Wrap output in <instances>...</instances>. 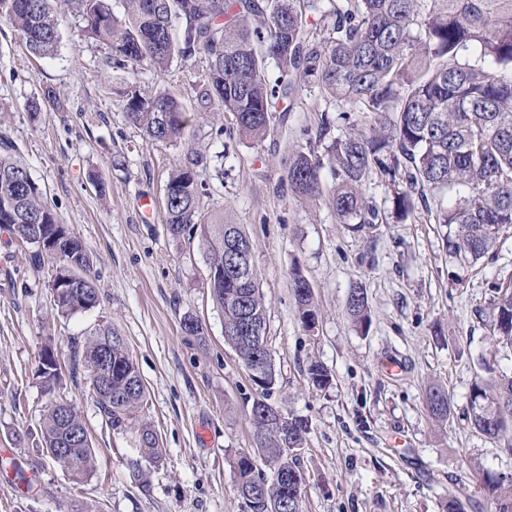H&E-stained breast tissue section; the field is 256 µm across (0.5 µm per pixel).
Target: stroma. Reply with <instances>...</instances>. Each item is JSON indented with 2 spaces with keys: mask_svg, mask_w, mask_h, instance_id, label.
<instances>
[{
  "mask_svg": "<svg viewBox=\"0 0 512 512\" xmlns=\"http://www.w3.org/2000/svg\"><path fill=\"white\" fill-rule=\"evenodd\" d=\"M60 43L54 56L34 57L0 19V136H7L61 223L93 259L97 308L57 315L51 265L0 228V512H245L233 462L254 451L249 413L256 394L236 352L224 342V315L209 290V264L199 239L170 235L164 189L173 169L199 155L206 194L201 213L243 225L268 316L277 383L272 399L309 421L301 454L303 512H443L449 486L479 496L472 466L512 474V455L472 432L464 412L478 358L512 373V349L490 351L487 312L499 272L512 271V228L494 256L463 268L448 256L447 227L431 212L448 203L429 196L406 221L362 235L340 224L327 198L302 202L285 180L291 148L315 141L322 120L331 135L364 116L316 84L275 113L270 135L240 142L231 115L199 114L193 136L153 142L128 123L119 89L166 92L194 111L193 87L204 57L174 61L165 73L133 64L118 73L102 45L81 36V16L57 7ZM54 91L61 109L44 106ZM223 126L214 137L212 126ZM100 174L105 195L89 177ZM300 268L317 304V323L300 322L290 273ZM366 290L367 333L345 313L352 283ZM201 337L186 335L184 316ZM111 322L128 345L148 393L140 422L156 431L163 455L138 450L136 428L103 421L84 383L63 378L47 389L39 353L52 336L60 359ZM332 375L318 389L310 363ZM448 394L446 425L431 421L426 391ZM67 398L89 430L95 468L81 485L40 445L41 414Z\"/></svg>",
  "mask_w": 512,
  "mask_h": 512,
  "instance_id": "35a3bbf8",
  "label": "stroma"
}]
</instances>
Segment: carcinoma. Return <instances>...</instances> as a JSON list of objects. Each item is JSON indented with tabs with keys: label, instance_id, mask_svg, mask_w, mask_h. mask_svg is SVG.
Masks as SVG:
<instances>
[{
	"label": "carcinoma",
	"instance_id": "carcinoma-1",
	"mask_svg": "<svg viewBox=\"0 0 512 512\" xmlns=\"http://www.w3.org/2000/svg\"><path fill=\"white\" fill-rule=\"evenodd\" d=\"M77 2L85 22L81 34L109 51L114 67L145 64L164 72L173 61L203 56L207 67L195 86L203 112H228L244 143L267 138L279 103L315 82L325 94L341 98L374 115L368 127L324 142L323 126L315 145L288 156L286 180L301 200L321 197V171L330 170L329 201L342 224L363 232L389 219L405 221L427 192L466 189L437 210L435 222L448 226V253L461 266L473 267L492 253L501 232L512 227V0H127L119 18L110 0ZM52 0H0V17L40 57L54 54L60 41ZM334 18L331 28L317 31L308 20ZM281 76L270 82L268 64ZM126 119L152 141L181 139L188 123L186 110L168 93L143 95L137 83L121 91ZM322 149H316V146ZM0 226L15 238L37 245L36 227L44 235L61 234L65 241L52 253H30L34 265L55 264L51 285L84 273L82 285L54 299L57 312L70 315L98 305L89 276L91 259L81 240L59 222L29 167L0 143ZM201 156L175 170L167 185L174 194L164 201L163 220L174 237L198 236L209 263L224 267V281L210 287L213 302L224 314V342L238 354L244 368L257 364L260 350L243 331L252 316L266 317L263 294L253 266L224 251L230 239L247 251L251 241L242 227L224 216L205 220L199 214L201 186L194 168ZM388 177L391 212L367 201L363 186L374 174ZM490 312V344L512 348V273L495 280ZM292 290L302 324L316 321L312 288L300 269L292 271ZM345 311L362 331L370 325L366 291L348 289ZM69 376L90 387L105 423L121 429L138 421L147 394L121 334L106 322L98 334L71 343ZM106 355L112 378L101 387L97 362ZM486 375L473 381L465 419L480 435L504 443L512 455V374ZM318 388L330 373L313 362L306 369ZM426 406L431 419L448 422L445 391L429 388ZM288 425L250 408L253 443L270 474L257 467L255 456L242 453L234 466L236 489L246 512H301L303 474L300 455L308 421L290 412ZM41 436L46 453L79 485L91 472L95 451L89 432L72 405L58 402L45 410ZM139 451L162 456L151 426L138 428ZM62 452H56V449ZM484 499L493 512H512V476L477 475Z\"/></svg>",
	"mask_w": 512,
	"mask_h": 512
}]
</instances>
